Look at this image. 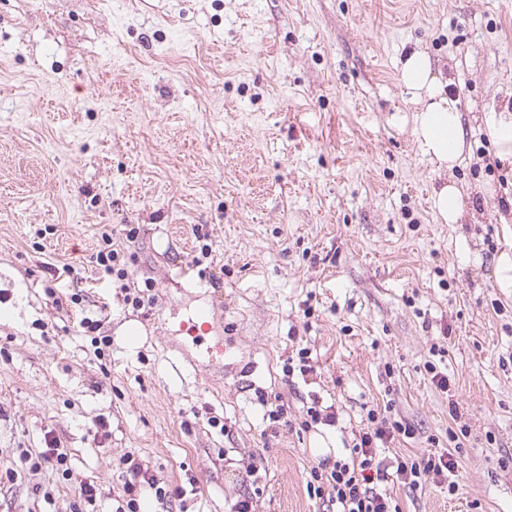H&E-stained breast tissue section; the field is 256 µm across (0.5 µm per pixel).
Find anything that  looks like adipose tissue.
Wrapping results in <instances>:
<instances>
[{"mask_svg":"<svg viewBox=\"0 0 512 512\" xmlns=\"http://www.w3.org/2000/svg\"><path fill=\"white\" fill-rule=\"evenodd\" d=\"M401 82L417 105L413 134L424 154L438 168H453L463 149L461 117L445 97L430 57L421 51L409 53L401 66Z\"/></svg>","mask_w":512,"mask_h":512,"instance_id":"ef3b65f1","label":"adipose tissue"}]
</instances>
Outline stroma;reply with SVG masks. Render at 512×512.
<instances>
[{
  "instance_id": "35a3bbf8",
  "label": "stroma",
  "mask_w": 512,
  "mask_h": 512,
  "mask_svg": "<svg viewBox=\"0 0 512 512\" xmlns=\"http://www.w3.org/2000/svg\"><path fill=\"white\" fill-rule=\"evenodd\" d=\"M414 50L461 113L448 171L413 135ZM505 110L512 0H0V512H72L83 480L110 512L127 453L173 494L143 512H331L309 472L369 409L414 429L388 450L408 458L447 447L452 403L457 491L391 485L398 512H512V156L480 163ZM445 182L461 223L431 208ZM106 228L152 309L95 281ZM50 285L85 299L56 311ZM105 302L99 356L77 325ZM315 402L335 425L307 424ZM51 439L66 470L23 462ZM432 209L443 223L458 224L465 212L462 191L454 183L436 189L432 196Z\"/></svg>"
}]
</instances>
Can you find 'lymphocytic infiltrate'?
Here are the masks:
<instances>
[{"label": "lymphocytic infiltrate", "instance_id": "obj_1", "mask_svg": "<svg viewBox=\"0 0 512 512\" xmlns=\"http://www.w3.org/2000/svg\"><path fill=\"white\" fill-rule=\"evenodd\" d=\"M95 263L98 279L116 283V297L123 305L136 310L144 308L142 292L131 286V273L124 261V252L114 247L111 232H102ZM367 418L368 426L356 436L347 455L323 458L311 469L307 482L311 496L335 505V512H397L384 489L385 484L397 482L416 487L423 479L430 478L447 485L449 492H456V484L450 483L448 477L457 467L454 450L464 445L467 437L465 426L449 430L451 448L431 449L411 460L401 458L392 467L381 458V450L388 448L398 437L411 436L412 428L375 409L368 411ZM123 463V505L115 512H140L139 500L147 490L153 491L157 500L168 498V491L160 487L156 476L142 462L127 455Z\"/></svg>", "mask_w": 512, "mask_h": 512}]
</instances>
